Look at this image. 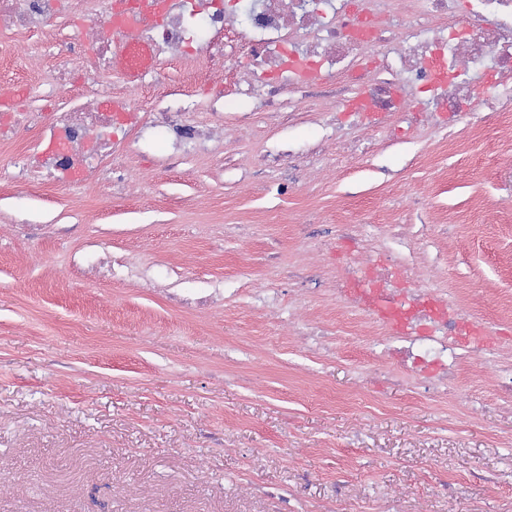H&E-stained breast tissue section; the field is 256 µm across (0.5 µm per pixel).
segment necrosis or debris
<instances>
[{
  "label": "necrosis or debris",
  "instance_id": "1",
  "mask_svg": "<svg viewBox=\"0 0 512 512\" xmlns=\"http://www.w3.org/2000/svg\"><path fill=\"white\" fill-rule=\"evenodd\" d=\"M136 15L124 33L97 36L98 49L88 60L100 67L113 46L145 38L155 54L173 59L191 55L198 32L208 33L211 56L246 47L255 69L233 83V91L257 99L243 114L252 125L259 113L279 114L282 123L312 111L316 99L335 97L347 111L370 112L387 121L407 116L413 102L449 116L438 125L441 139L454 140L460 131L486 126L512 115V0H468L457 12L455 0H409L412 22L396 30L400 0H326L328 14L309 10L304 0H119ZM84 0H0V16L23 30L42 28L64 10ZM154 138L169 151L185 156L207 148L208 130L185 124L181 110L167 96L150 104ZM133 106H115L106 90L93 92L80 108L63 111L48 125L37 114L5 109L0 114V138H12L41 127L48 141L44 151L28 156L19 171L28 178L52 175L71 183L93 176L95 154L139 150L138 138H119L135 124ZM396 253L392 263L359 264L344 270L345 282L361 281L356 301L364 315L386 307L403 322L388 341L399 343L406 379L434 374L441 384L452 382L471 353L494 356L487 345L462 348L459 333L471 315L453 300L435 296L431 285L404 254V234L392 225Z\"/></svg>",
  "mask_w": 512,
  "mask_h": 512
}]
</instances>
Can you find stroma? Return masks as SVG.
<instances>
[{"mask_svg": "<svg viewBox=\"0 0 512 512\" xmlns=\"http://www.w3.org/2000/svg\"><path fill=\"white\" fill-rule=\"evenodd\" d=\"M107 6L37 32L0 18V95L69 105L47 95L62 62L132 101L188 85L185 118L214 139L180 164L149 146L35 187L14 163L39 131L0 139V512H512V120L450 145L419 123L379 139L370 118L341 162L307 118L237 134L207 105L225 68L206 48L157 57L134 87L119 65L82 68ZM273 141L321 149L281 198L240 179ZM115 165L131 182L113 185ZM405 191L429 202L422 277L498 343L496 372L465 366L445 391L374 374L376 335L336 296L387 225L416 223ZM311 219L355 231L325 245L301 233Z\"/></svg>", "mask_w": 512, "mask_h": 512, "instance_id": "35a3bbf8", "label": "stroma"}]
</instances>
